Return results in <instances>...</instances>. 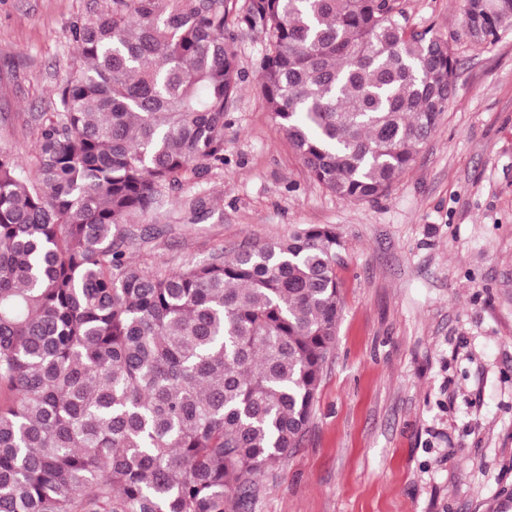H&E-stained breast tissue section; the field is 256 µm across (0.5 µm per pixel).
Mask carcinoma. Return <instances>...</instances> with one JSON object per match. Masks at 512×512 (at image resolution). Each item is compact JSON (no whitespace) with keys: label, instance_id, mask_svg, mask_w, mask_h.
<instances>
[{"label":"carcinoma","instance_id":"1","mask_svg":"<svg viewBox=\"0 0 512 512\" xmlns=\"http://www.w3.org/2000/svg\"><path fill=\"white\" fill-rule=\"evenodd\" d=\"M402 0H112L37 116L35 168L0 152V512H242L300 446L342 312L341 241L296 229L150 273L126 256L170 192L224 168L235 32L311 178L376 201L445 112L456 59ZM473 43L512 0H463Z\"/></svg>","mask_w":512,"mask_h":512}]
</instances>
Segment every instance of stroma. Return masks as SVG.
Masks as SVG:
<instances>
[{"label":"stroma","instance_id":"1","mask_svg":"<svg viewBox=\"0 0 512 512\" xmlns=\"http://www.w3.org/2000/svg\"><path fill=\"white\" fill-rule=\"evenodd\" d=\"M457 59L442 119L412 168L373 202L309 176L257 78L261 34L235 41L243 79L224 166L142 219L129 249L174 272L309 224L341 238L344 309L299 448L256 478L246 512H512V31L476 47L462 0H403ZM112 0H0V150L31 166L77 49L69 28ZM210 213L186 223L187 198Z\"/></svg>","mask_w":512,"mask_h":512}]
</instances>
